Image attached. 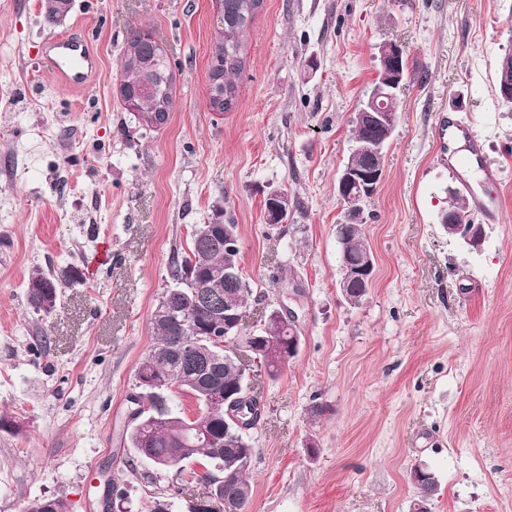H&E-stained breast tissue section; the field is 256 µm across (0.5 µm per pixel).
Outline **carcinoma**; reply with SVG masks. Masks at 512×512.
<instances>
[{
  "instance_id": "carcinoma-1",
  "label": "carcinoma",
  "mask_w": 512,
  "mask_h": 512,
  "mask_svg": "<svg viewBox=\"0 0 512 512\" xmlns=\"http://www.w3.org/2000/svg\"><path fill=\"white\" fill-rule=\"evenodd\" d=\"M264 0H223L216 23V33L211 48L210 104L226 112L237 102L238 85L235 76L242 70L245 59V35L251 28ZM71 0H47L46 17L54 20L69 12ZM158 45L146 42L142 34L132 32L123 47L121 76L138 81L147 89L146 102L141 105L143 112L168 113L172 108L173 70L168 58L161 56ZM339 252L356 259L368 251L361 232V224L353 223L336 228ZM239 250L228 252L224 249V238L213 235L208 225L197 224L191 230L187 247L174 253L170 269L172 280L179 286L176 301L182 304L176 314L152 319L158 337L156 345L150 348L139 363L135 377L147 372L148 379L156 385V391H143L142 408L137 421L131 423L126 438L135 455L129 459L130 473H137V466L145 458L159 471L168 470L166 462L178 456L200 461L204 470L193 474L204 492L198 498L207 497V491L215 475L221 480L218 501L210 512H248L253 496V487L248 479L256 451L243 434L233 447L224 441V422L231 415L214 411L210 405L213 393L224 392V386L232 385L245 390L248 407L259 406L257 398L248 392L249 374L255 366L262 367L271 379L277 378L281 360L268 356L269 347H281L288 343L291 335L288 326L279 328L274 336L268 335L266 324L250 332L246 327L227 331L220 329L223 336V362L212 366L201 359L179 356L155 359L156 351L175 350L186 337L187 329L195 325H211L224 322V312L233 309L247 310L246 299L251 293L249 283L243 279L238 262ZM206 266L208 278L204 287L186 280L193 267ZM236 272L233 283L224 280V269ZM61 284L53 274L39 272L27 283L29 305L37 313L48 314L56 306ZM178 381L181 392L194 397L198 416L206 419L214 440L202 442L195 439L189 428L190 421L174 403L175 393L167 384ZM420 489L419 502L423 503L437 489L436 475L424 467H414ZM25 512H67V504L58 498L37 499L29 503Z\"/></svg>"
}]
</instances>
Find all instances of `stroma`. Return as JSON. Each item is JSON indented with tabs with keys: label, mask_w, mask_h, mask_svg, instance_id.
Returning a JSON list of instances; mask_svg holds the SVG:
<instances>
[{
	"label": "stroma",
	"mask_w": 512,
	"mask_h": 512,
	"mask_svg": "<svg viewBox=\"0 0 512 512\" xmlns=\"http://www.w3.org/2000/svg\"><path fill=\"white\" fill-rule=\"evenodd\" d=\"M215 18L213 0H73L55 22L43 0H0V414L14 423L0 429V512L47 497L103 512L105 473L124 512L157 497L188 512L195 485L131 476L122 434L172 257L219 210L237 226L251 319L289 307L301 338L278 378L251 381L249 512H412L418 464L438 480L429 512H512V103L494 91L512 0H264L220 115L207 106ZM135 29L175 72L158 127L117 94ZM71 31L100 67L69 91L42 45ZM386 41L407 74L363 205L375 271L355 305L339 286L336 185ZM452 123L467 130L456 148ZM474 140L499 183L449 170ZM275 189L288 194L277 227ZM455 190L501 198L499 221L473 217L480 247L439 222ZM49 269L63 288L37 314L26 284ZM268 209L266 218L269 223L282 224L288 212V199L282 191H272L266 198Z\"/></svg>",
	"instance_id": "1"
}]
</instances>
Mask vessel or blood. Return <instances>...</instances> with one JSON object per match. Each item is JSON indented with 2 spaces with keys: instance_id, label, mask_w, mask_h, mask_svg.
I'll list each match as a JSON object with an SVG mask.
<instances>
[{
  "instance_id": "1",
  "label": "vessel or blood",
  "mask_w": 512,
  "mask_h": 512,
  "mask_svg": "<svg viewBox=\"0 0 512 512\" xmlns=\"http://www.w3.org/2000/svg\"><path fill=\"white\" fill-rule=\"evenodd\" d=\"M53 76L70 90L84 88L98 68V58L80 34L51 37L44 45Z\"/></svg>"
}]
</instances>
